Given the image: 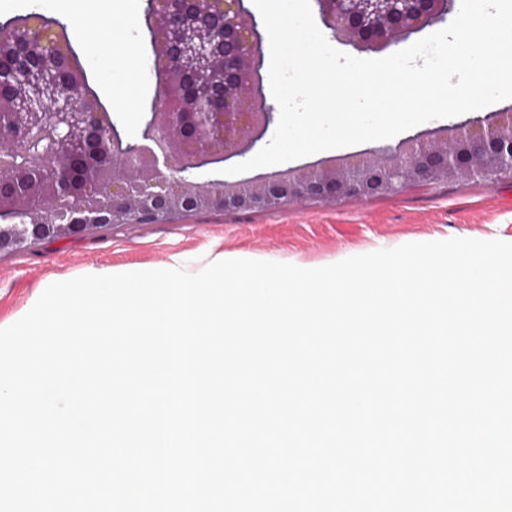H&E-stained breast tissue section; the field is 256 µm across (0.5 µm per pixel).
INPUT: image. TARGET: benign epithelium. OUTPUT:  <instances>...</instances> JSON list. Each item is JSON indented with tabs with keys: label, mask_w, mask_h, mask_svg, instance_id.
<instances>
[{
	"label": "benign epithelium",
	"mask_w": 512,
	"mask_h": 512,
	"mask_svg": "<svg viewBox=\"0 0 512 512\" xmlns=\"http://www.w3.org/2000/svg\"><path fill=\"white\" fill-rule=\"evenodd\" d=\"M157 95L140 138L122 136L67 28L39 13L0 23V151L54 130L58 150L0 164V252L176 213L272 211L395 195L413 183L512 174V108L469 117L448 137L326 158L229 182L215 175L263 139L273 113L263 34L245 0H147ZM334 38L382 50L445 18L452 0H315Z\"/></svg>",
	"instance_id": "obj_1"
}]
</instances>
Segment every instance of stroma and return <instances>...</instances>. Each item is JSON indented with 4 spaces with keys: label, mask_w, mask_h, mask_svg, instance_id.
Segmentation results:
<instances>
[{
    "label": "stroma",
    "mask_w": 512,
    "mask_h": 512,
    "mask_svg": "<svg viewBox=\"0 0 512 512\" xmlns=\"http://www.w3.org/2000/svg\"><path fill=\"white\" fill-rule=\"evenodd\" d=\"M146 6V0H0V21L37 12L66 25L114 122L135 138L156 90ZM117 40L135 45L137 71L115 52ZM454 237L512 239V178L417 184L394 196L272 212H192L0 252V323L14 320L42 288L90 272L157 270L177 260L194 272L220 252L323 267L343 256Z\"/></svg>",
    "instance_id": "obj_1"
}]
</instances>
